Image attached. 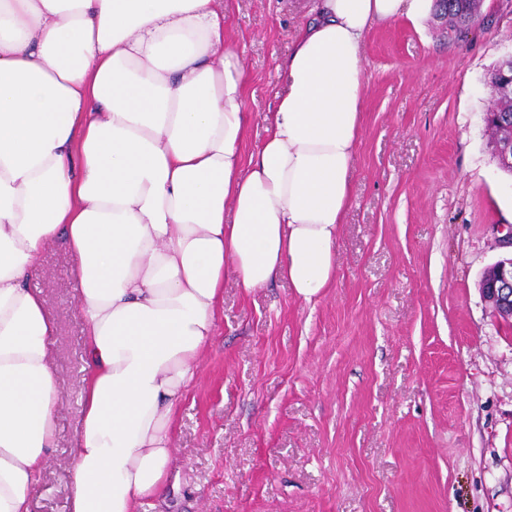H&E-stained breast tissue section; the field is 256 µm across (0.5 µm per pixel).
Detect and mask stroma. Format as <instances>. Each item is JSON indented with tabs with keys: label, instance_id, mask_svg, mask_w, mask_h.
I'll return each instance as SVG.
<instances>
[{
	"label": "stroma",
	"instance_id": "stroma-1",
	"mask_svg": "<svg viewBox=\"0 0 512 512\" xmlns=\"http://www.w3.org/2000/svg\"><path fill=\"white\" fill-rule=\"evenodd\" d=\"M314 0H224L266 133L280 67ZM467 41L433 18L373 25L353 201L336 279L224 285V313L174 421L160 505L141 512H512V321L479 282L506 254L512 175L485 122L487 70L512 54V0H483ZM76 262L49 244L32 280L55 322L56 440L29 512H68L82 416Z\"/></svg>",
	"mask_w": 512,
	"mask_h": 512
}]
</instances>
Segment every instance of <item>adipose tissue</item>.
<instances>
[{
  "label": "adipose tissue",
  "instance_id": "adipose-tissue-1",
  "mask_svg": "<svg viewBox=\"0 0 512 512\" xmlns=\"http://www.w3.org/2000/svg\"><path fill=\"white\" fill-rule=\"evenodd\" d=\"M431 8L320 0L247 158L224 0H0V512H29L55 442V325L30 286L46 244L77 260L86 331L71 512H139L163 497L225 279L307 302L335 281L364 36Z\"/></svg>",
  "mask_w": 512,
  "mask_h": 512
}]
</instances>
